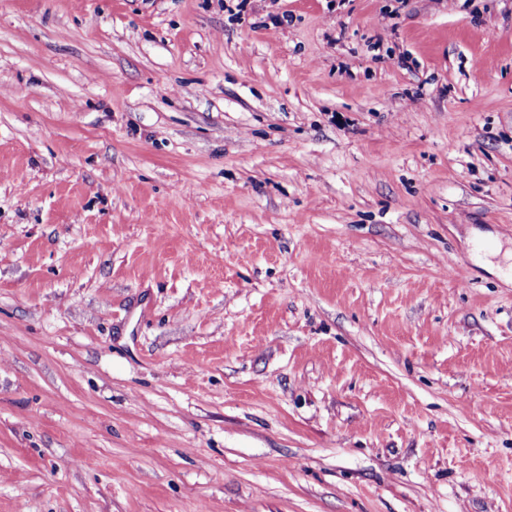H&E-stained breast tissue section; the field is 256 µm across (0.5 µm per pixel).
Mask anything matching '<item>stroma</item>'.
Here are the masks:
<instances>
[{
	"label": "stroma",
	"instance_id": "obj_1",
	"mask_svg": "<svg viewBox=\"0 0 512 512\" xmlns=\"http://www.w3.org/2000/svg\"><path fill=\"white\" fill-rule=\"evenodd\" d=\"M0 512H512V0H0Z\"/></svg>",
	"mask_w": 512,
	"mask_h": 512
}]
</instances>
